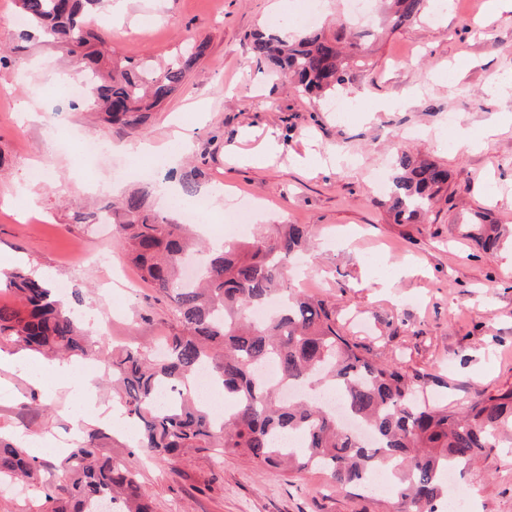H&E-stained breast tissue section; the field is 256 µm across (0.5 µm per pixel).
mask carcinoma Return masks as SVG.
Returning <instances> with one entry per match:
<instances>
[{
	"label": "carcinoma",
	"mask_w": 512,
	"mask_h": 512,
	"mask_svg": "<svg viewBox=\"0 0 512 512\" xmlns=\"http://www.w3.org/2000/svg\"><path fill=\"white\" fill-rule=\"evenodd\" d=\"M27 28L44 41L80 57L90 79L84 101L132 134L145 130L149 112L168 101L204 56L205 45L188 43L162 66L146 68L132 58H108L94 30L100 0H16ZM434 0H388L393 27L416 22ZM360 35L347 48L316 32L253 35L252 51L289 79L298 91L334 96L346 84V71L359 62ZM448 190V169L405 150L396 153L385 205L396 224H415ZM148 192H137L96 212L77 211L74 220L90 226L112 219L118 245L174 303L178 326L166 340L165 357L128 346L105 352L73 317L72 302L47 281L25 270L6 277L13 301L0 303V348L94 357L113 385L124 415L138 428V451L173 460L192 448H221L248 458L265 474L323 472L329 487L361 489L367 473L388 467L395 476L392 512H445L448 490L442 476L464 471L486 451L512 437V388L481 392L463 411H453L420 395V379L396 363H378L342 335L335 311L324 300L304 294L288 277V261L305 250L304 224H276L269 233L224 243L209 251L193 283L182 278L183 261L193 246L185 225L151 211ZM463 235L486 251L500 247L505 227L484 216L461 225ZM279 307L260 320L253 313L273 297ZM277 364L281 383L258 373ZM207 365L213 382L233 405L230 417L216 418L199 406L192 380ZM318 380L339 391L345 413L366 425L373 440L350 433L336 412L316 400H284L281 385ZM176 401L156 404L159 385ZM101 434L86 432L62 464L63 475L46 486L48 512H100L105 500L119 512H152L137 473L98 453ZM44 463L27 448L0 435V482L40 479Z\"/></svg>",
	"instance_id": "carcinoma-1"
}]
</instances>
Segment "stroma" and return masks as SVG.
<instances>
[{"instance_id": "obj_1", "label": "stroma", "mask_w": 512, "mask_h": 512, "mask_svg": "<svg viewBox=\"0 0 512 512\" xmlns=\"http://www.w3.org/2000/svg\"><path fill=\"white\" fill-rule=\"evenodd\" d=\"M271 0H129L114 29L105 0L98 27L118 55L151 63L170 57L185 36L208 44L206 55L174 96L149 118L144 136L166 144L180 117L188 139L166 171L143 161L142 177L121 178L136 136L87 106L70 108L52 88L82 67L60 47L18 44L10 17L14 0H0V44L14 46L0 66V273L15 268L50 274L77 290V315L111 318L106 344L153 347L177 325L169 299L141 281L114 240L74 223L75 206L97 208L146 184L181 187L192 181L209 196L212 223L193 225L203 241L223 237L221 220L239 209L246 223L304 224L307 264L296 284L336 307L344 336L380 362L394 361L423 377L427 395L456 409L477 392L512 387V270L502 253L461 238L457 225L475 212L512 227V97L488 86L512 75V12L485 17L486 0H446L434 16L397 29L371 16L362 63L348 88L364 111L337 115L326 100H309L253 57L254 32L273 16L290 33L303 31V0L271 11ZM37 116L22 119L21 101ZM482 141L439 149L459 133ZM94 138L109 153L74 162L73 141ZM278 150L262 163L249 155L268 141ZM444 165L448 190L419 224H397L373 171L390 167L395 149ZM42 168L46 180L31 178ZM35 192L28 203L26 192ZM0 432L46 433L72 444L86 425L81 404L66 390L34 389L18 370L0 369ZM112 431L100 450L133 468L155 512H389V494L329 490L311 470L273 476L245 457L195 448L177 462L147 460L135 430L113 408ZM473 512H512V452L485 453L459 477Z\"/></svg>"}]
</instances>
